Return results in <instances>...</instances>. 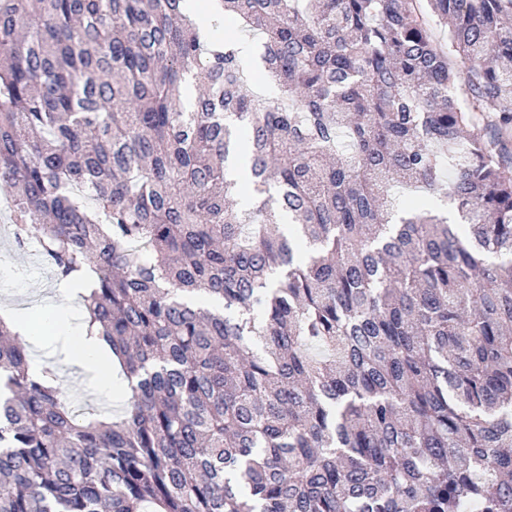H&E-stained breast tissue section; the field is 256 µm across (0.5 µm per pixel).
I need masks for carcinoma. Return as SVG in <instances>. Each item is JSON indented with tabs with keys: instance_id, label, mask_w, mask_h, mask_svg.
I'll use <instances>...</instances> for the list:
<instances>
[{
	"instance_id": "obj_1",
	"label": "carcinoma",
	"mask_w": 512,
	"mask_h": 512,
	"mask_svg": "<svg viewBox=\"0 0 512 512\" xmlns=\"http://www.w3.org/2000/svg\"><path fill=\"white\" fill-rule=\"evenodd\" d=\"M414 2L219 0L272 97L188 0H0L13 243L128 382L0 320V512H512V0ZM34 338L28 340L33 367L53 366L60 377L65 399L75 408L87 411L91 408L103 409L110 406L114 412L120 410L123 404V394L120 387L112 391V365L106 353L103 352L98 336L90 334L84 328L79 336H64L69 340L73 357L81 363L97 368L98 380L89 371H84L72 363L70 348L67 344L53 335L36 330Z\"/></svg>"
}]
</instances>
